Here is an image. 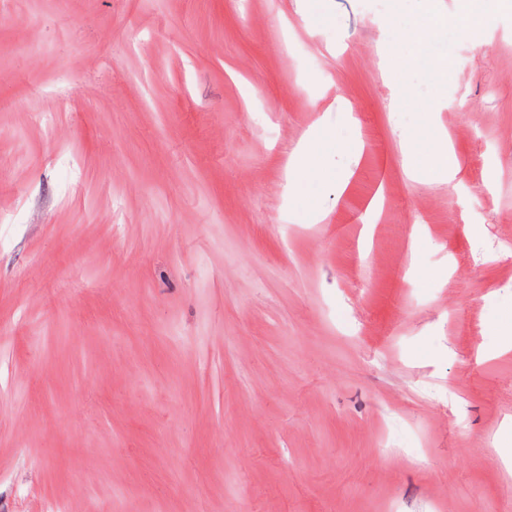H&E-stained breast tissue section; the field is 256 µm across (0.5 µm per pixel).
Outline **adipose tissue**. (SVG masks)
Masks as SVG:
<instances>
[{
    "label": "adipose tissue",
    "mask_w": 512,
    "mask_h": 512,
    "mask_svg": "<svg viewBox=\"0 0 512 512\" xmlns=\"http://www.w3.org/2000/svg\"><path fill=\"white\" fill-rule=\"evenodd\" d=\"M414 2L416 8L413 16L402 31L405 53L395 57L394 69L402 74L416 66L434 82H443L451 70V63L448 58L433 57L429 46L451 25L468 36H475L479 27L486 22L482 0H460L459 11L451 18L436 11L432 0Z\"/></svg>",
    "instance_id": "adipose-tissue-1"
}]
</instances>
